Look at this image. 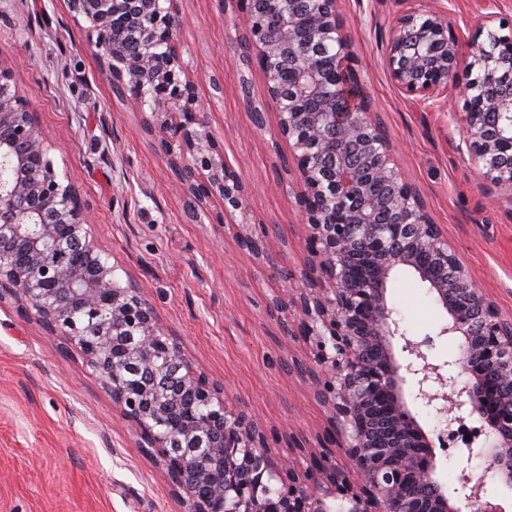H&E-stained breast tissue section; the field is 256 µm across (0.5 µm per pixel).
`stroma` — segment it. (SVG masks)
<instances>
[{
    "instance_id": "obj_1",
    "label": "stroma",
    "mask_w": 512,
    "mask_h": 512,
    "mask_svg": "<svg viewBox=\"0 0 512 512\" xmlns=\"http://www.w3.org/2000/svg\"><path fill=\"white\" fill-rule=\"evenodd\" d=\"M176 6L186 20V76L226 163L248 189L251 222L273 230L270 259L243 253L219 201L187 214L145 114L114 96L107 63L67 0H0V63L12 67L50 139L54 168L75 186L89 232L119 281L141 288L195 368L223 386L228 407L264 425L274 452L290 453L292 437L315 450L326 413L308 380L288 368L308 361L310 349L284 335L270 307L294 287L307 258L283 163L288 146L278 137L263 72L244 61L246 16L223 11L219 0ZM413 6L447 11L463 75L485 14L494 13L498 34H512V0H337L361 88L389 131L399 167L466 269L512 315V190L483 179L465 144L461 100L447 112L428 108L402 94L386 67L397 19ZM247 96L262 106L264 128H254ZM388 300L401 332L431 339L430 358L457 359L458 342L440 333L446 312L414 275L398 272ZM137 441L81 354L48 334L35 312L0 299V512H183Z\"/></svg>"
}]
</instances>
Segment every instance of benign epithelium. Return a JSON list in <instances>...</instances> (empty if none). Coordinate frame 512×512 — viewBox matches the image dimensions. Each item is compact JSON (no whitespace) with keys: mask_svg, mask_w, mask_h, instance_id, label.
I'll return each instance as SVG.
<instances>
[{"mask_svg":"<svg viewBox=\"0 0 512 512\" xmlns=\"http://www.w3.org/2000/svg\"><path fill=\"white\" fill-rule=\"evenodd\" d=\"M176 0H69L89 23L112 84L141 111L168 157L190 209L219 199L238 212L239 246L268 257V235L252 224L247 192L224 161L185 78ZM250 0H223L246 14L280 136L294 166L307 261L291 298L273 300L287 314L285 334L309 345L312 380L328 412L329 444L310 454L299 474L269 450L262 424L228 408L224 387L198 372L153 308L91 237L76 188L57 175L50 144L18 94L13 70L0 62V286L33 308L43 328L61 333L100 373L112 402L131 422L139 447L151 448L184 512H503L482 498L464 467L456 497L436 478L435 442L475 415L484 422L479 448L457 449L459 460L483 455L512 489V317H506L462 266L440 225L432 222L415 185L397 166L366 97L344 100L336 86L360 84L336 0H307L305 22L281 17L263 27ZM147 6L153 26L129 58L107 37L114 13ZM474 40L464 81L457 77L459 38L448 14H403L387 46L390 78L404 95L437 104L464 100L469 148L486 181L512 190V37L488 28ZM336 48L328 71L321 50ZM302 57L296 94H281L275 61ZM399 268L425 283L448 314L440 335L461 339L464 355L429 360L430 339L400 332L387 290ZM455 367L463 386L449 374ZM431 409L443 428L429 436L410 402Z\"/></svg>","mask_w":512,"mask_h":512,"instance_id":"obj_1","label":"benign epithelium"}]
</instances>
